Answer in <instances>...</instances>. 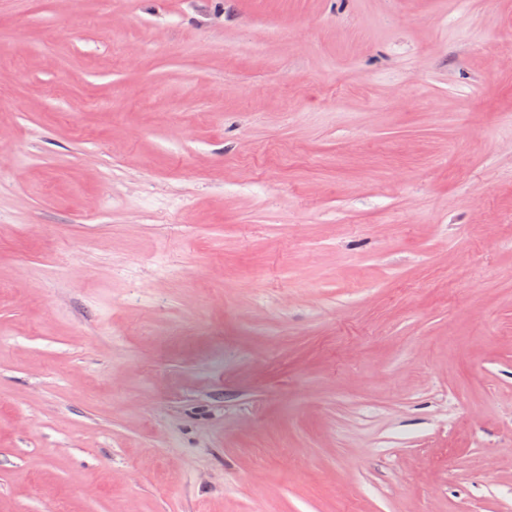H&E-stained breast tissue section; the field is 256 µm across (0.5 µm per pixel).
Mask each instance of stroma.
Here are the masks:
<instances>
[{
	"mask_svg": "<svg viewBox=\"0 0 512 512\" xmlns=\"http://www.w3.org/2000/svg\"><path fill=\"white\" fill-rule=\"evenodd\" d=\"M512 0H0V512H512Z\"/></svg>",
	"mask_w": 512,
	"mask_h": 512,
	"instance_id": "35a3bbf8",
	"label": "stroma"
}]
</instances>
